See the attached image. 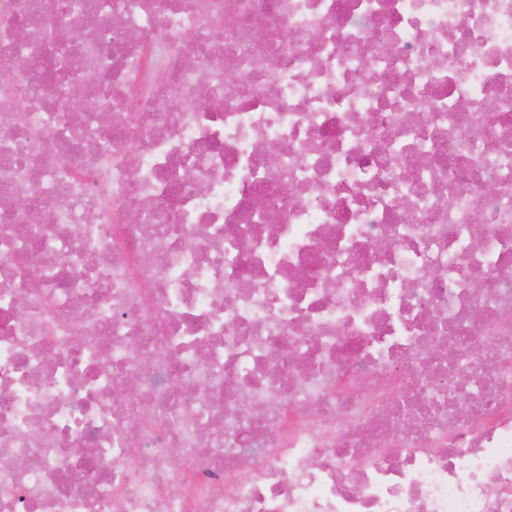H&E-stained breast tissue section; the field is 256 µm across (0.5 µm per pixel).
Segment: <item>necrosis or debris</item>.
<instances>
[{
  "mask_svg": "<svg viewBox=\"0 0 512 512\" xmlns=\"http://www.w3.org/2000/svg\"><path fill=\"white\" fill-rule=\"evenodd\" d=\"M86 2L0 0V512H512V0Z\"/></svg>",
  "mask_w": 512,
  "mask_h": 512,
  "instance_id": "obj_1",
  "label": "necrosis or debris"
}]
</instances>
